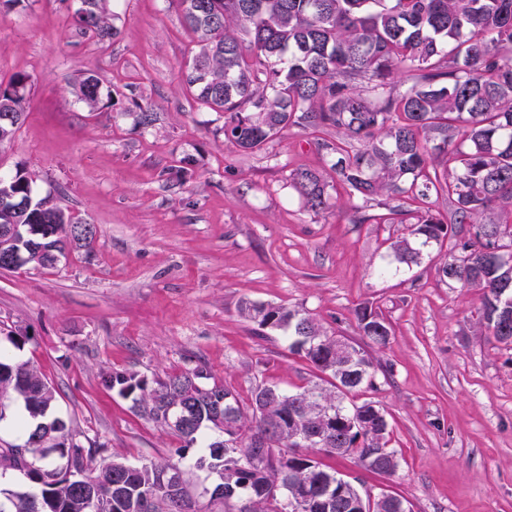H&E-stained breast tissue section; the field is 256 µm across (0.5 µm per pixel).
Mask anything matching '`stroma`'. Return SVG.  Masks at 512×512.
Returning a JSON list of instances; mask_svg holds the SVG:
<instances>
[{"label":"stroma","mask_w":512,"mask_h":512,"mask_svg":"<svg viewBox=\"0 0 512 512\" xmlns=\"http://www.w3.org/2000/svg\"><path fill=\"white\" fill-rule=\"evenodd\" d=\"M116 36L99 45L72 23L77 0L0 6V84L30 78V107L0 146V172L25 168L37 196L96 225L95 247L51 270L0 271V349L55 387V412L95 459L134 465L173 461L199 512H224L196 448L142 416L134 398L102 382L132 370L154 382L196 365L248 397L259 385L292 391L315 369L277 331L260 338L241 301L300 307L328 330L359 340L354 308L374 302L392 324L387 345L367 344L390 447V477L352 457L323 466L386 491L411 512H512V350L478 325L476 289L439 275L447 247L420 264L397 263L401 224H354L346 194L315 214L301 207L289 172L336 176L293 128L265 150L224 139V116L201 107L184 74L198 51L167 0H108ZM86 74L102 83L100 108L74 94ZM158 114L138 123L140 107ZM194 174L180 181L183 157ZM29 337L14 348L10 331Z\"/></svg>","instance_id":"stroma-1"}]
</instances>
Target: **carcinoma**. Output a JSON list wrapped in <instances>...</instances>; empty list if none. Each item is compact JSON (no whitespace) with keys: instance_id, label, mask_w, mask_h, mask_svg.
Returning a JSON list of instances; mask_svg holds the SVG:
<instances>
[{"instance_id":"cac0c4a2","label":"carcinoma","mask_w":512,"mask_h":512,"mask_svg":"<svg viewBox=\"0 0 512 512\" xmlns=\"http://www.w3.org/2000/svg\"><path fill=\"white\" fill-rule=\"evenodd\" d=\"M195 34L199 47L186 75L197 100L224 113V138L240 150L261 151L284 130L297 128L329 163L354 201V224H406L392 241L395 259L420 264L422 251L453 240L439 273L481 300V325L512 350V0H170ZM82 34L104 43L117 35L107 0L75 14ZM413 73L398 88L394 77ZM29 78L13 76L0 91V115L25 118ZM75 94L95 112L101 86L94 75ZM289 181L303 208L315 214L329 204L327 184L311 169L296 168ZM31 198L19 215L0 213V226L42 224L38 267L56 266L53 253L90 250L97 230L69 234L75 217L48 197L34 198L28 172L0 174V183ZM446 199L448 212L438 203ZM380 212H374V209ZM258 334H288L292 352L319 372L294 393L258 385L248 401L209 378L203 366L187 368L150 386L137 373L105 374L123 395L140 391L151 421L171 429L199 451L197 466L217 483L249 496L248 512H291L281 496L264 492L278 484L288 498L305 494L298 512H398L395 496L371 506L369 496L311 456H352L365 470L391 476L394 450L376 455V439L388 446L389 423L371 401L348 395L377 388V366L367 351L328 334L303 308L244 301L238 306ZM360 335L384 346L393 328L370 301L354 309ZM234 400L233 417L224 399ZM57 391L26 362L0 354V406L22 404L23 443L0 448V469L20 472L27 489L11 492V510L34 512L32 490L47 499L44 512H93L96 498L112 501L109 512H198L176 464L133 466L120 460L93 465L92 454L68 446L66 422L56 415ZM232 421L237 447L273 433V452L260 464L231 455L224 426ZM209 429L213 435H205ZM319 435L299 450L295 435Z\"/></svg>"}]
</instances>
